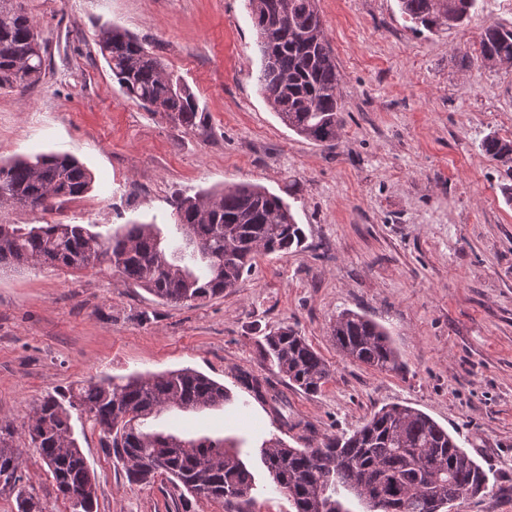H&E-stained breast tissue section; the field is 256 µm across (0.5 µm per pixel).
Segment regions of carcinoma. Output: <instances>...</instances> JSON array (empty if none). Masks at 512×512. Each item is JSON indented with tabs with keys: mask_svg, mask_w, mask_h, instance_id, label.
I'll return each mask as SVG.
<instances>
[{
	"mask_svg": "<svg viewBox=\"0 0 512 512\" xmlns=\"http://www.w3.org/2000/svg\"><path fill=\"white\" fill-rule=\"evenodd\" d=\"M248 0L261 56L258 83L281 122L317 144L336 140L345 105L339 93L336 57L326 38L315 0ZM418 33L461 27L477 0H398ZM45 44L24 0H0V90L25 89L45 70ZM477 63L494 68L512 63V27L491 24L480 35ZM99 51L124 96L170 123L197 128L199 106L160 56L128 32L106 28ZM482 152L512 178V140L488 135ZM93 184L89 169L68 154H37L0 163V207L48 209L56 199L75 200ZM172 226L125 224L103 240L84 224H0V269L40 266L82 270L108 265L122 279L163 302H196L224 294L253 268L259 254L300 246L305 233L291 206L263 186L239 183L220 192L178 197ZM337 348L349 359L379 372L402 364L388 332L366 316L343 311L330 326ZM263 359L273 375L317 393L330 377L322 356L291 326L263 336ZM253 398L271 406L285 431L299 427L281 410L283 397L268 377L242 375ZM230 400L224 386L182 369L120 381L91 382L59 399L46 395L21 425L46 465L56 490L72 512H97L95 478L81 453L71 411L86 416L104 447L112 449L129 482L152 483L156 476L196 495L220 500L226 512H245L254 477L238 452L222 440L184 439L146 431L144 421L171 408L194 411ZM15 428L0 423V493L15 497L18 512H43L29 490ZM263 463L295 512H349L344 496L366 509L383 501L393 512H440L448 500L475 496L488 488L476 460L431 417L412 407L384 406L352 434L323 436L317 446L293 448L278 437L263 442Z\"/></svg>",
	"mask_w": 512,
	"mask_h": 512,
	"instance_id": "obj_1",
	"label": "carcinoma"
}]
</instances>
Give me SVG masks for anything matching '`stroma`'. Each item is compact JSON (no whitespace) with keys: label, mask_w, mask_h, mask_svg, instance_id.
Here are the masks:
<instances>
[{"label":"stroma","mask_w":512,"mask_h":512,"mask_svg":"<svg viewBox=\"0 0 512 512\" xmlns=\"http://www.w3.org/2000/svg\"><path fill=\"white\" fill-rule=\"evenodd\" d=\"M46 41L45 72L0 92V162L75 156L92 173L80 199L48 210L0 208L2 224H167L179 196L251 182L281 196L301 247L262 256L232 292L162 303L107 270L0 271V423L44 512H71L20 427L36 401L108 376L191 368L231 395L217 409L169 412L153 428L227 439L254 476L251 512H294L271 488L264 440L301 448L352 432L385 405L448 429L489 477L451 512H512V203L479 148L512 140V66H461L484 27L512 26L500 0H478L464 26L413 32L397 0H318L336 57L344 127L319 145L289 130L260 92L248 0H27ZM117 26L159 55L195 95L187 131L126 99L97 45ZM352 310L388 331L403 364L378 372L336 347L330 325ZM291 325L323 357L316 394L279 381L284 434L240 375L269 376L258 342ZM310 432H303V425ZM72 425L97 484V512H224L165 478L131 485L90 422Z\"/></svg>","instance_id":"stroma-1"}]
</instances>
